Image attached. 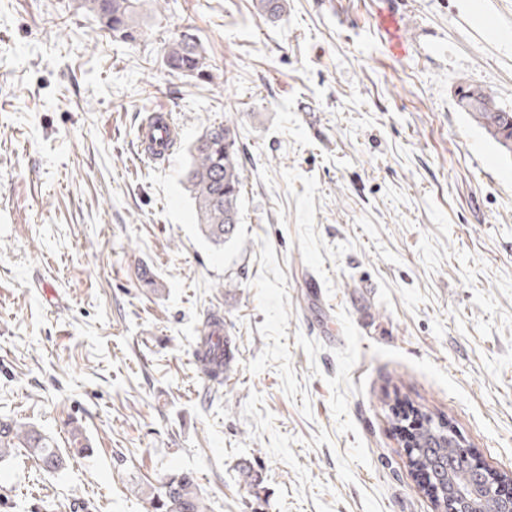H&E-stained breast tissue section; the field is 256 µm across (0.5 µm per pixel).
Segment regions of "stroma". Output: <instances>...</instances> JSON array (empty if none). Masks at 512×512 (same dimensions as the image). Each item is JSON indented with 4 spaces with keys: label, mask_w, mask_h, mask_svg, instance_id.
Returning <instances> with one entry per match:
<instances>
[{
    "label": "stroma",
    "mask_w": 512,
    "mask_h": 512,
    "mask_svg": "<svg viewBox=\"0 0 512 512\" xmlns=\"http://www.w3.org/2000/svg\"><path fill=\"white\" fill-rule=\"evenodd\" d=\"M113 39L76 0H0V417L66 447L0 462V512H146L195 472L208 512H436L396 392L512 476V156L456 103L512 112V0H143ZM219 77L168 76L184 28ZM166 109L179 144L142 161ZM234 126L239 234L212 246L188 144ZM235 361L197 369L207 313ZM259 470L255 501L239 472ZM174 126L171 117L164 109L149 113L139 125V137L143 150L151 161L165 159L170 151H165L173 136ZM71 448L63 452L54 441L35 425H26L12 418H0V462L15 448H25L45 472L55 474L68 468L74 455L88 456L93 452L82 428L71 422Z\"/></svg>",
    "instance_id": "35a3bbf8"
}]
</instances>
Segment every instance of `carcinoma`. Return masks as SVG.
Wrapping results in <instances>:
<instances>
[{
  "instance_id": "cac0c4a2",
  "label": "carcinoma",
  "mask_w": 512,
  "mask_h": 512,
  "mask_svg": "<svg viewBox=\"0 0 512 512\" xmlns=\"http://www.w3.org/2000/svg\"><path fill=\"white\" fill-rule=\"evenodd\" d=\"M139 0H78V8L92 15L112 37L125 42L142 38L138 22ZM256 13L277 20L287 12V0H253ZM163 66L171 76L187 75L198 80L216 78L215 67L209 63L195 34L182 32L166 47ZM470 120L484 131L505 154H512V130L507 127L512 112L499 107L494 96L487 92L484 102L475 107H460ZM189 162L183 170V181L193 195L196 220L203 236L221 248L235 240L240 224V204L243 182L240 168V145L233 127L228 123L207 127L188 146ZM221 358L203 354L198 360L204 375L215 379L224 377L235 360V345L224 337ZM422 423L415 434V449L410 456L414 470L425 469L438 488L433 497L436 505L447 499L441 471L448 459L459 458V450L446 446L444 435L448 427L436 423L432 415L421 413ZM24 448L45 472L55 474L68 468L74 455L88 456L93 452L90 443L77 424L71 426V448L62 451L54 441L35 425H26L12 418H0V462L16 448ZM252 496L260 499L263 480L249 465L240 468ZM150 512H207L200 495L197 478L191 471L174 472L160 481V486L147 496Z\"/></svg>"
}]
</instances>
